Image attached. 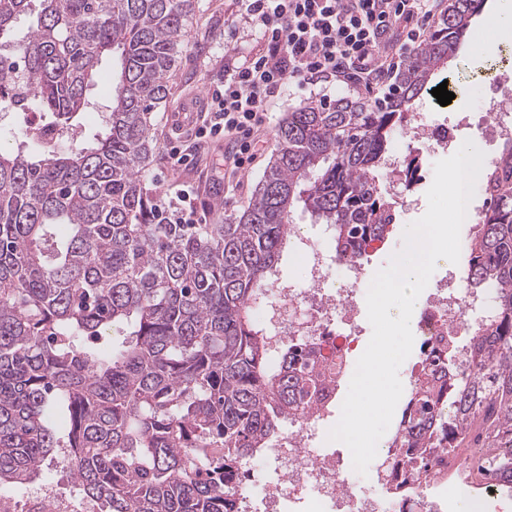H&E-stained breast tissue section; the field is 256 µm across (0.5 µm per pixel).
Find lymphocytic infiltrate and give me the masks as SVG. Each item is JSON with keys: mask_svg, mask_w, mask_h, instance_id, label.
<instances>
[{"mask_svg": "<svg viewBox=\"0 0 512 512\" xmlns=\"http://www.w3.org/2000/svg\"><path fill=\"white\" fill-rule=\"evenodd\" d=\"M246 22L258 24L264 47L226 67L207 110L197 121L199 139H232L241 169L255 158V131L270 122L269 104L288 81L319 78L369 86L386 82L396 59L424 39L419 21L431 0H240ZM405 28L402 42L392 32Z\"/></svg>", "mask_w": 512, "mask_h": 512, "instance_id": "f902f5d3", "label": "lymphocytic infiltrate"}]
</instances>
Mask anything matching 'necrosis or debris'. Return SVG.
I'll return each mask as SVG.
<instances>
[{"label":"necrosis or debris","mask_w":512,"mask_h":512,"mask_svg":"<svg viewBox=\"0 0 512 512\" xmlns=\"http://www.w3.org/2000/svg\"><path fill=\"white\" fill-rule=\"evenodd\" d=\"M292 237L305 258L303 287L287 280L274 281L267 304L260 316L272 343L288 337L309 335L313 350L351 370V351L360 332L356 321L355 291L329 286L335 272L345 279L358 277V264L326 257L303 231ZM492 302L488 290H474L443 282L430 294L419 311L416 332L421 340L457 335L474 322L476 315H490ZM336 405L334 387H327L312 416L299 425H289L270 440L264 450L247 464L248 472L273 467L276 478L264 488L261 498L241 492L242 512H447L448 498L441 493L444 484H452L456 496L471 492L464 479L449 481L448 471L464 468L470 459L459 455L449 460L448 470L440 471L434 482L412 492L405 505L371 495L355 494L343 477L342 465L335 454L314 450L315 425L327 422ZM0 512H99L98 506L77 491L58 493L54 484L44 483L36 490L18 496L0 491Z\"/></svg>","instance_id":"1"}]
</instances>
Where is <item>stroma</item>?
<instances>
[{
  "label": "stroma",
  "instance_id": "1",
  "mask_svg": "<svg viewBox=\"0 0 512 512\" xmlns=\"http://www.w3.org/2000/svg\"><path fill=\"white\" fill-rule=\"evenodd\" d=\"M243 24L238 0H197L195 13L185 29L177 70L169 83L168 101L153 116L162 150L177 146L186 149L193 157L186 167L171 166L164 159L150 169L148 180L157 191L158 203L171 201L174 185L191 184L197 194L196 205L206 211L207 221L211 224L225 223L247 206L273 151L281 116L312 101L309 94L294 86H286L270 106L269 125L257 134L259 151L255 160L234 173L229 170L234 154L233 142L219 139L204 144L190 135L179 134L185 100L191 96L207 98L210 90L219 83L225 66L232 63L231 58L224 55L225 41L232 33L241 30ZM472 24L479 29L485 51L477 53L471 42H464L459 45L448 69L438 71L432 77L429 90L423 91L417 101L420 112L430 119L453 120L457 117L453 106L440 105L431 94L432 88L443 82L452 89L464 88L470 98L468 111L473 119L490 120L499 109L492 77L505 68H512V36L482 28L477 18Z\"/></svg>",
  "mask_w": 512,
  "mask_h": 512
}]
</instances>
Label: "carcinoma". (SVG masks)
I'll list each match as a JSON object with an SVG mask.
<instances>
[{
	"mask_svg": "<svg viewBox=\"0 0 512 512\" xmlns=\"http://www.w3.org/2000/svg\"><path fill=\"white\" fill-rule=\"evenodd\" d=\"M484 0H448L379 99L307 104L278 123L248 206L227 224H171L147 172L194 0H0V97L24 90L55 135L19 131L0 153V489L53 468L101 512H234L239 474L288 422L311 415L324 374L302 338L272 347L256 318L298 205L360 262L389 235L382 189L397 131L464 40ZM29 22L26 35L15 31ZM112 55L105 124L76 116ZM464 287L493 289L468 342L425 356L398 422V494L432 449H479L473 486L512 491V140L478 182ZM122 339L112 342V331ZM464 351L471 375L455 377Z\"/></svg>",
	"mask_w": 512,
	"mask_h": 512,
	"instance_id": "carcinoma-1",
	"label": "carcinoma"
}]
</instances>
